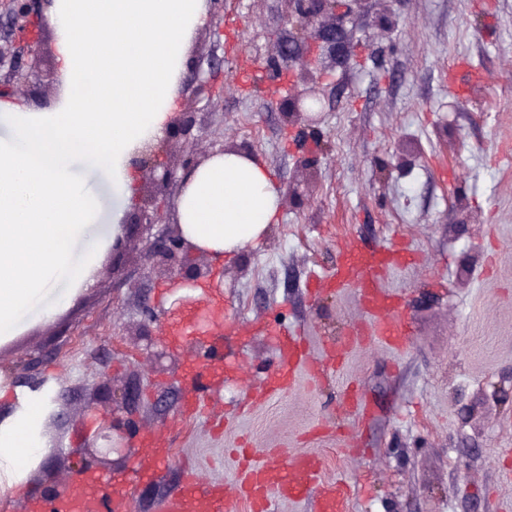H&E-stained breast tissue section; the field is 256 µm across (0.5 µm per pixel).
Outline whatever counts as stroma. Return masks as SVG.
I'll return each mask as SVG.
<instances>
[{
    "label": "stroma",
    "instance_id": "35a3bbf8",
    "mask_svg": "<svg viewBox=\"0 0 512 512\" xmlns=\"http://www.w3.org/2000/svg\"><path fill=\"white\" fill-rule=\"evenodd\" d=\"M385 11L398 20L388 32L376 24ZM346 28L351 61L321 84L311 183L277 89L239 88L241 62L261 64L274 38L288 34L279 0H224L223 36L194 32L186 65L224 59L220 97L198 109L196 151L220 141L263 161L283 191L281 218L260 246L208 261V278L194 286L144 279L136 250L120 258L107 250L88 287L59 281L21 314L0 344V426L33 407L42 419L23 474L0 460L11 512H32L50 482L78 469L87 445L131 446L144 458L153 437L168 456L152 479L136 482L132 512H158L188 471L201 483L233 482L240 446L255 448L260 463L272 448L316 454L324 478L354 486L346 512H512V0H373ZM461 62L482 75L465 97L448 91ZM399 153L415 154L409 171L391 168ZM82 177L99 197L94 230L106 235L113 212L131 213L130 201L105 173ZM394 239L418 257L382 280L406 301L404 348L350 347L324 378L255 401L273 358L271 332L301 328L320 358L361 323L352 292L310 293L313 276L335 267L340 244L369 250ZM213 298L224 301L222 335L174 338L162 328L141 340L142 305L169 323ZM149 345L176 355L144 391L139 436L107 428L87 442L84 413L102 408L107 388L133 383ZM208 347L224 364L223 384L209 392L207 415L192 416L194 394L180 379ZM34 350L44 354L41 393L14 380ZM353 388L368 413L345 407Z\"/></svg>",
    "mask_w": 512,
    "mask_h": 512
}]
</instances>
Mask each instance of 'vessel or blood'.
<instances>
[{"instance_id":"obj_1","label":"vessel or blood","mask_w":512,"mask_h":512,"mask_svg":"<svg viewBox=\"0 0 512 512\" xmlns=\"http://www.w3.org/2000/svg\"><path fill=\"white\" fill-rule=\"evenodd\" d=\"M410 260V253L392 242L368 251L343 248L328 285L352 287L357 292L363 321L353 331V340L370 339L397 349L403 346L407 334L405 303L400 295L382 288L380 279ZM273 336L274 360L263 383L264 396L275 397L293 387L299 370L317 379L341 361L342 351L333 345L326 348V360L311 357L300 330H277ZM349 490L346 479L322 480L316 456L286 455L276 449L270 461L244 464L233 490L222 483L203 486L192 476H184L180 491L166 497L159 512H236L243 496L250 500L254 512H272L278 500L306 494L316 498L320 512H344ZM55 512H105L98 483L87 480L74 486L57 503Z\"/></svg>"}]
</instances>
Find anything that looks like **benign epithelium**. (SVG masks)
Wrapping results in <instances>:
<instances>
[{"label":"benign epithelium","instance_id":"benign-epithelium-1","mask_svg":"<svg viewBox=\"0 0 512 512\" xmlns=\"http://www.w3.org/2000/svg\"><path fill=\"white\" fill-rule=\"evenodd\" d=\"M52 0H0L10 26L6 39L8 48L0 46V98L12 97L21 89L28 97L36 96L43 82L39 58L43 54L46 31L45 6ZM283 23L289 26L286 40H279L275 51L260 67L262 78L279 85L290 78L293 88L281 99L284 116L296 126L300 136L315 133L323 112L320 96V74L326 67L346 66L350 63V46L345 28L353 16L345 0H280ZM215 72L197 68L190 77L188 90L197 102L209 100L214 92ZM201 134L197 113L180 112L171 120L167 141L146 140L135 149L132 164L151 188L164 197L165 203L138 202L134 205L130 226L112 242V256L123 254L131 243H136L141 259V274L145 279L157 275L169 276L183 283L196 282L206 277L202 264L188 262L191 245L184 238L175 220L176 198L181 184L177 169L189 171L201 161L194 142ZM172 141L183 144L177 166L158 163L160 151ZM139 335L149 340L160 319L148 306L143 308ZM164 352L151 350L146 344V359L142 376L152 380L160 368ZM143 395V386L136 384L112 397L105 413L83 419L87 438L97 437L101 427L113 423L120 412L133 415Z\"/></svg>","mask_w":512,"mask_h":512}]
</instances>
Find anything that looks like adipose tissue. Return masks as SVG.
<instances>
[{"instance_id":"ef3b65f1","label":"adipose tissue","mask_w":512,"mask_h":512,"mask_svg":"<svg viewBox=\"0 0 512 512\" xmlns=\"http://www.w3.org/2000/svg\"><path fill=\"white\" fill-rule=\"evenodd\" d=\"M50 16L65 91L46 107L5 106L13 132L0 139V335L59 279L90 282L99 199L78 171L106 172L132 195L131 152L163 137L205 10L204 0H54ZM281 197L264 162L228 151L187 174L176 211L184 236L218 261L264 240Z\"/></svg>"}]
</instances>
